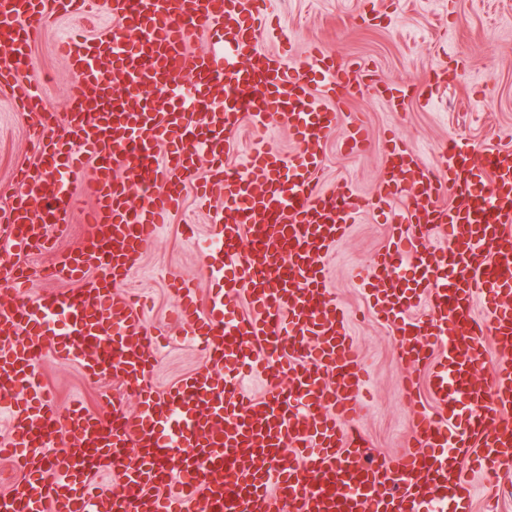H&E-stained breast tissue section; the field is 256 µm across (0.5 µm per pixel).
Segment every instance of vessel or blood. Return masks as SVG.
<instances>
[{
    "mask_svg": "<svg viewBox=\"0 0 512 512\" xmlns=\"http://www.w3.org/2000/svg\"><path fill=\"white\" fill-rule=\"evenodd\" d=\"M107 4L126 36L67 35L74 92L60 115L45 105L32 45L51 18L84 16L90 0H0V88L39 133L38 164L17 170L19 189L0 213V281H26V257L67 228L80 193L94 197L84 247L53 263L76 289L0 306L8 415L0 458L19 469L0 493V512H437L443 503L472 512L466 466L512 473V149L477 161L451 142L437 170L401 144L388 150L379 198L407 199L408 228L374 260L372 277L383 285L374 305L398 337L407 401L418 402L426 368L435 407L417 411L402 454L386 461L357 424L362 360L322 265L363 203L347 189L321 190L317 147L346 118L333 108L341 92L367 86L399 103L415 86L376 84L360 62L346 66L318 50L288 66L261 46L266 0ZM199 32L217 39V52L189 51ZM105 54L119 65L123 95L101 75ZM220 82L233 95L218 108L209 93ZM159 95L167 108L153 107ZM247 113L294 130L301 151L288 157L259 144L245 169L229 168L224 135ZM201 151L214 161L211 181L224 185L215 246L231 258L247 254L231 277L212 269L205 313L180 284L187 334L206 368L161 392L149 382L154 336L124 285L197 183ZM405 264L419 295L390 277ZM229 290L245 296L249 314L226 317ZM48 358L75 362L93 383L120 377L139 414L116 402L102 410L77 403L60 416L42 383ZM249 370L274 385L288 378L289 392L249 398ZM460 404L469 415L452 442ZM62 430L74 446L48 462ZM112 469L118 492L93 485Z\"/></svg>",
    "mask_w": 512,
    "mask_h": 512,
    "instance_id": "b4317fda",
    "label": "vessel or blood"
}]
</instances>
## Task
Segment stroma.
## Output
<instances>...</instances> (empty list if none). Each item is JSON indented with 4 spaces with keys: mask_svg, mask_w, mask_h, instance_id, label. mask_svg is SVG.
I'll return each instance as SVG.
<instances>
[{
    "mask_svg": "<svg viewBox=\"0 0 512 512\" xmlns=\"http://www.w3.org/2000/svg\"><path fill=\"white\" fill-rule=\"evenodd\" d=\"M91 3L90 21L57 20L35 44V63L47 78L49 108L64 107L73 83L58 30L114 24L106 0ZM267 8L275 25L261 45L286 63H300L311 49L319 48L343 64L366 62L381 83L412 82L420 92L419 99L400 106L368 87L346 97L344 110L359 113L372 146L345 152L339 129L324 138L319 148L324 190L347 186L359 196L374 198L391 141L407 142L435 168L444 164L440 146L451 140L467 149L512 148V0H267ZM436 72L447 74L448 81L432 93L427 80ZM264 139L287 155L299 149L287 127H267L248 116L231 143L228 165L245 164L255 144ZM36 161L32 128L15 118L10 92L0 91V209L15 187L16 170ZM404 208V200L396 199L384 211L361 213L324 259L328 286L336 304L345 309L350 334L364 356L368 397L359 426L386 460L403 447L413 409L401 395L404 369L397 361L400 346L393 328L369 310V292L358 280L371 272L375 255L388 245ZM211 220V213L199 208L194 191H187L182 210L149 243L131 275L132 292L160 335L151 383L161 391L205 365L185 334L172 284L192 281L197 305L206 309L212 288L209 269L223 263L221 256L200 249ZM189 225L194 234L186 233ZM42 381L63 415L73 400L95 410L115 397L122 399L129 415L138 412L119 380L89 383L72 362H45Z\"/></svg>",
    "mask_w": 512,
    "mask_h": 512,
    "instance_id": "stroma-1",
    "label": "stroma"
}]
</instances>
